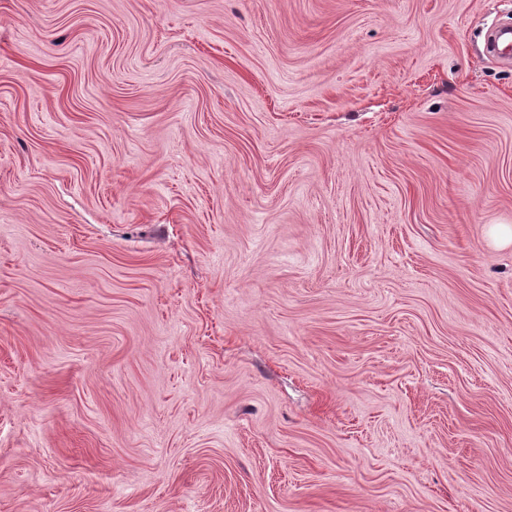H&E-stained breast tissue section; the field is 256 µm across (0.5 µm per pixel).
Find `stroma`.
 <instances>
[{"mask_svg": "<svg viewBox=\"0 0 512 512\" xmlns=\"http://www.w3.org/2000/svg\"><path fill=\"white\" fill-rule=\"evenodd\" d=\"M512 0H0V512H512Z\"/></svg>", "mask_w": 512, "mask_h": 512, "instance_id": "1", "label": "stroma"}]
</instances>
